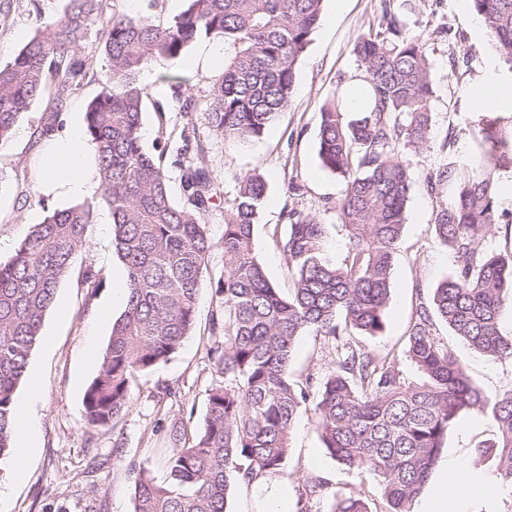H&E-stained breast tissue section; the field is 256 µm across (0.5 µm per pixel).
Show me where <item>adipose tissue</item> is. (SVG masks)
Listing matches in <instances>:
<instances>
[{
	"instance_id": "1",
	"label": "adipose tissue",
	"mask_w": 512,
	"mask_h": 512,
	"mask_svg": "<svg viewBox=\"0 0 512 512\" xmlns=\"http://www.w3.org/2000/svg\"><path fill=\"white\" fill-rule=\"evenodd\" d=\"M47 188L72 197L93 195L99 188L98 173L88 163V146L80 130H73L49 154L44 168ZM438 481L422 492L419 512H448V502L469 491L467 480L457 466L438 462Z\"/></svg>"
}]
</instances>
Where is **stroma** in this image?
<instances>
[{
    "label": "stroma",
    "instance_id": "1",
    "mask_svg": "<svg viewBox=\"0 0 512 512\" xmlns=\"http://www.w3.org/2000/svg\"><path fill=\"white\" fill-rule=\"evenodd\" d=\"M64 0H43L34 12L30 0H10L5 23L0 24V62L10 61L33 36L39 19L59 15ZM390 9L404 32L421 37L431 67L435 97L432 131L426 147H406L412 180L403 240L395 258L385 329L366 338L370 349L402 356L406 331L417 305H431L438 283L455 268L453 253L434 232V215L456 197L452 181L429 187L449 156L468 150L477 131L479 112L466 101L470 87L499 63L485 29L472 23L473 9L460 0H324L323 14L296 70L293 101L261 140L228 143L213 135L209 104L213 82L224 71L230 53L206 56L207 41L194 43L178 65L149 63L139 81L147 92L141 141L154 154H162L174 201L187 205L183 176L190 162L203 159L214 182L211 206L204 217L213 241L224 233V216L238 191L239 178L256 174L267 183L266 203L254 226L255 252L268 278L282 295H291L294 275L281 244L288 235L283 212L297 208L327 224L324 257L341 264L346 231L336 205L344 189L341 176L322 169L318 158L319 112L330 97L346 102V115L360 112L350 107L354 91L364 80L354 47L358 38L380 31L383 9ZM88 74L64 103L45 91L19 120L11 142L0 149V261L10 259L17 243L40 223L45 208L65 209L72 197L43 185L44 163L54 139L83 126L87 104L111 86L103 55L100 24L88 27L80 39ZM178 69L184 79L181 94H174L164 74ZM53 123V139L39 135ZM497 221L485 241L496 252L512 251V171L501 173L496 194ZM110 210L105 203L94 209L88 244L74 259L59 285L55 301L44 320L42 340L34 350L30 373L43 388L29 397L20 386L18 398L29 401V414L37 427L35 446L25 460L22 479L7 481L0 490V512H133L134 472L147 469L157 480L167 474L166 460L173 445L166 424L174 419L200 421L206 410V391L216 379L207 355L212 318L218 304L210 289H203L195 328L178 353L166 364L139 374L125 415L101 429L88 426L85 391L96 376L100 356L116 319L109 305L113 278L122 266L112 244V233L100 224ZM98 283L89 285L87 273ZM433 332L458 354L470 378L486 393L512 387V361H491L469 349L444 323ZM334 357L312 333L299 336L290 368L293 378L327 374ZM170 385L171 394L161 393ZM497 431L488 417L470 412L460 417L444 441L442 458L459 462L479 494L457 503V512H512V485L496 477L494 458L478 450ZM291 459L277 483L296 491L299 479L324 478L333 488L364 491L371 512H385L376 477L365 471L339 466L321 446L312 409L296 417L291 434Z\"/></svg>",
    "mask_w": 512,
    "mask_h": 512
}]
</instances>
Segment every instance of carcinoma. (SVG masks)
<instances>
[{
  "label": "carcinoma",
  "mask_w": 512,
  "mask_h": 512,
  "mask_svg": "<svg viewBox=\"0 0 512 512\" xmlns=\"http://www.w3.org/2000/svg\"><path fill=\"white\" fill-rule=\"evenodd\" d=\"M184 2L179 14L160 25L144 15L108 16L107 0H66L61 14L40 22L14 59L0 64L2 148L50 81L58 79L60 104L82 82L87 66L80 38L88 26L103 25L112 88L88 104L85 135L128 283L125 308L85 393L88 425L104 428L124 416L138 374L178 352L193 331L205 285L219 303L212 319L218 339L208 356L222 381L207 390L198 426L170 422L168 475L159 481L145 469L138 472L134 512H227L234 490L259 475L285 471L295 419L309 403L322 447L340 466L378 477L386 512H410L440 459L444 438L464 412L496 423L490 448L499 478L512 485V389L486 394L433 334L440 319L489 360H512V336L500 329L503 310L512 305V252L484 247L495 224V175L512 166V134L504 118H483L470 152L438 174L458 188L434 222L456 266L435 288L432 307L417 306L409 324L404 356L417 371L411 379L396 358L369 349L358 337L385 328L412 188L401 148L423 147L430 139L434 91L420 38L400 35L395 17L383 10L385 30L362 37L355 47L365 73V112L348 120L334 98L321 107L319 160L345 180L337 213L346 230V257L340 266L328 263L327 225L301 210L285 211L289 234L283 251L295 286L284 297L254 249L266 182L257 175L241 179L221 241L213 242L202 221L212 199L211 173L201 160L188 166L183 189L190 206L173 202L163 155L141 143L146 91L138 75L153 60L180 61L199 40L223 43L233 55L211 87L212 130L228 142L258 140L288 109L296 67L324 0ZM471 5L512 71V0ZM93 210L92 201L44 209L43 220L0 263V460L17 453L15 396L57 288L87 244ZM218 245L224 273L208 280L209 257ZM306 331L335 353L336 368L320 378L309 374L298 385L290 366ZM328 497L330 512H370L361 492H330L315 477L298 483V512H314L316 501Z\"/></svg>",
  "instance_id": "1"
}]
</instances>
